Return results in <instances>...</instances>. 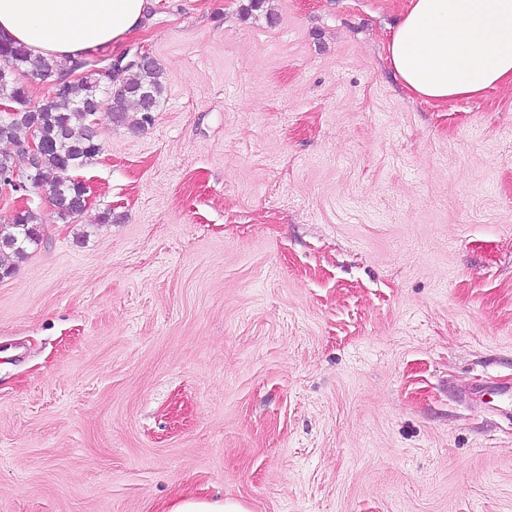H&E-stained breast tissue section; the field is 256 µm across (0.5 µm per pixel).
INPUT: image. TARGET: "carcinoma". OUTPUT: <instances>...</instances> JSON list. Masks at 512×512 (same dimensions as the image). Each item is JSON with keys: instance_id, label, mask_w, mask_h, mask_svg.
I'll return each instance as SVG.
<instances>
[{"instance_id": "carcinoma-1", "label": "carcinoma", "mask_w": 512, "mask_h": 512, "mask_svg": "<svg viewBox=\"0 0 512 512\" xmlns=\"http://www.w3.org/2000/svg\"><path fill=\"white\" fill-rule=\"evenodd\" d=\"M107 64L99 58L83 57L58 61L32 55L21 45L0 40V102L13 107L14 114L0 116V141L21 144L34 128L47 149L39 157L35 181L53 191L54 214L62 221L76 219L85 210L86 187L72 173L93 163L102 150L92 122L93 104L102 101L99 74L94 69ZM71 69L88 70L86 81L75 93L67 86L34 104L24 83L27 76L59 79ZM148 94L151 108L141 101ZM164 93L158 63L129 64L120 72L116 90L109 95V111L117 123L141 129L152 123V112ZM43 217L30 208L15 212L0 224V278L9 275L10 257L19 258L41 241Z\"/></svg>"}]
</instances>
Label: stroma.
Masks as SVG:
<instances>
[{
  "mask_svg": "<svg viewBox=\"0 0 512 512\" xmlns=\"http://www.w3.org/2000/svg\"><path fill=\"white\" fill-rule=\"evenodd\" d=\"M409 2L149 0L152 125L0 193V512H512V85L414 98ZM43 224L41 214L30 208L15 212L7 224H0V278L13 269L10 257H22L29 247L39 244ZM164 512H247L244 506L232 500H197L183 498L174 502Z\"/></svg>",
  "mask_w": 512,
  "mask_h": 512,
  "instance_id": "obj_1",
  "label": "stroma"
}]
</instances>
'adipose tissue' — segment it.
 <instances>
[{
  "label": "adipose tissue",
  "instance_id": "adipose-tissue-1",
  "mask_svg": "<svg viewBox=\"0 0 512 512\" xmlns=\"http://www.w3.org/2000/svg\"><path fill=\"white\" fill-rule=\"evenodd\" d=\"M146 0H0V32L33 55L76 60L136 35ZM388 61L423 101L512 83V0H410Z\"/></svg>",
  "mask_w": 512,
  "mask_h": 512
}]
</instances>
